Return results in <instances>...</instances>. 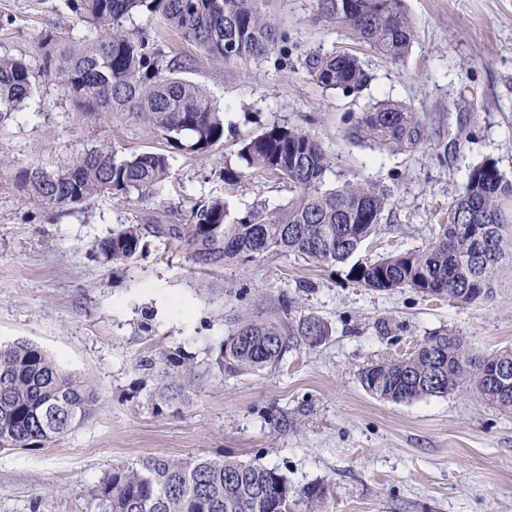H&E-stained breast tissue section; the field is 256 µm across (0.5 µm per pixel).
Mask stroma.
I'll return each instance as SVG.
<instances>
[{
	"mask_svg": "<svg viewBox=\"0 0 512 512\" xmlns=\"http://www.w3.org/2000/svg\"><path fill=\"white\" fill-rule=\"evenodd\" d=\"M404 7L416 39L396 64L337 30L315 0H273L286 40L264 57L227 63L160 19L134 16L128 28L156 33L224 113L223 142L197 154L172 151L135 116L83 112L39 74L45 30L87 31L64 0H0V55L38 72L21 118L0 130V159L9 163L0 170V345H37L104 400L48 447L0 451V512H106L100 488L113 467L218 453L277 468L296 488L327 483L326 512H512V413L471 389L384 402L358 379L367 364L411 353L440 327L459 330L477 354L512 345L511 268L500 271L492 297L460 307L411 288L369 290L349 280L348 265L292 255L201 266L151 237L116 267L96 250L119 225L180 224L200 202L224 200L233 218L287 203L286 180L243 170L238 157L244 139L274 124L304 126L321 142L331 158L327 187L351 181L389 194L360 258L427 245L473 165L492 159L512 177V0ZM312 49L358 54L369 86L358 94L322 88L301 65ZM378 100L420 112L427 144L388 152L359 142L355 118ZM100 145L120 158L173 154L171 173L144 199L112 193L43 204L18 190L13 168L64 165ZM230 170L239 177L228 183ZM291 298L328 321L323 344L290 347L256 373L213 369L240 321L287 323ZM175 355L200 375L178 407L154 396L158 368Z\"/></svg>",
	"mask_w": 512,
	"mask_h": 512,
	"instance_id": "1",
	"label": "stroma"
}]
</instances>
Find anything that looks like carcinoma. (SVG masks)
<instances>
[{
  "label": "carcinoma",
  "instance_id": "carcinoma-1",
  "mask_svg": "<svg viewBox=\"0 0 512 512\" xmlns=\"http://www.w3.org/2000/svg\"><path fill=\"white\" fill-rule=\"evenodd\" d=\"M270 0H65L89 23L76 38L57 28L42 37V69L84 111L105 110L143 118L175 148L203 153L224 141V113L198 84L184 78L177 56L166 54L145 29L130 32L135 14L158 16L206 54L231 61L261 57L285 37ZM321 16L392 63L403 61L416 33L402 0H316ZM307 74L320 86L360 92L368 73L345 51H312ZM34 74L24 61L0 56V126L16 119L32 97ZM356 138L380 149L402 151L426 140L419 113L384 100L355 119ZM239 155L248 169L288 181L292 196L271 211L258 208L229 220L224 201L193 207L183 224H122L98 244L104 260L121 265L137 257L146 238H162L187 250L200 265L226 258L248 261L295 254L325 264L347 262L377 231L388 197L371 185L345 182L325 188L330 159L321 142L301 127L273 125L244 142ZM163 153H133L122 159L94 147L64 167L34 165L16 173L27 195L46 204L77 205L110 191L141 198L168 178ZM512 258V179L493 160L474 165L462 190L448 203V223L439 225L423 249L353 263L352 282L378 291L414 288L469 306L492 296L495 275ZM330 336L328 323L308 312L288 321L244 320L224 340L214 365L237 375L273 367L290 344L317 346ZM158 394L173 403L194 378L184 357L166 359ZM508 373L489 384L492 368ZM360 383L386 402L445 397L473 387L490 405L512 412V346L477 355L453 329L429 333L400 359L367 365ZM101 405L98 388L62 372L38 346L18 341L0 348V450L43 448L61 440ZM109 512H324L329 486L293 488L277 469L243 463L229 455L180 460L146 456L116 467L104 482Z\"/></svg>",
  "mask_w": 512,
  "mask_h": 512
}]
</instances>
